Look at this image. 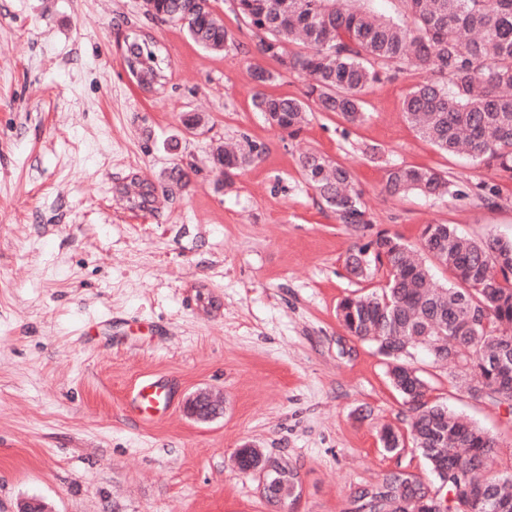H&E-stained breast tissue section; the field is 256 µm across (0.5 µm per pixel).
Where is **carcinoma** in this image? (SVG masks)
I'll use <instances>...</instances> for the list:
<instances>
[{
    "mask_svg": "<svg viewBox=\"0 0 512 512\" xmlns=\"http://www.w3.org/2000/svg\"><path fill=\"white\" fill-rule=\"evenodd\" d=\"M399 20L354 9L348 0H235L239 15L258 39L257 49L282 69L307 80L305 98L264 92L253 105L267 122L298 133L312 110L330 112L350 125L366 121L361 94L386 69L411 66L431 73L403 102V116L440 151L466 150L479 162L512 175V0H404ZM146 12L160 22H179L190 39L210 52L238 47L213 15L208 0H147ZM300 42L303 49L287 46ZM129 71L144 87L163 78L148 39L125 41ZM262 145L250 140L236 150L211 151L212 168L230 179L259 160ZM318 202L352 228L356 241L344 265L364 280L379 270L387 277L381 292L345 298L336 317L346 332L373 346L388 364L389 378L410 413L412 445L434 477L428 484L394 469L374 485L355 489L349 512H512V472L493 465L501 453L497 440L431 399L430 381L414 366V351H427L436 365L471 371L469 393L512 409V241L474 240L452 224H426L421 247L450 273L438 285L431 267L402 240L374 230L361 193L346 167L318 152L298 160ZM193 165H176L168 185L185 186ZM131 203L145 208L156 188L137 181L123 187ZM386 190L393 196L464 194L447 175L432 169L393 166ZM388 453L404 447L402 434L383 429ZM239 469L258 472L281 484V496L297 489L290 462L257 448L237 453Z\"/></svg>",
    "mask_w": 512,
    "mask_h": 512,
    "instance_id": "cac0c4a2",
    "label": "carcinoma"
}]
</instances>
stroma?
Instances as JSON below:
<instances>
[{
    "instance_id": "1",
    "label": "stroma",
    "mask_w": 512,
    "mask_h": 512,
    "mask_svg": "<svg viewBox=\"0 0 512 512\" xmlns=\"http://www.w3.org/2000/svg\"><path fill=\"white\" fill-rule=\"evenodd\" d=\"M212 5L240 50L200 48L143 0H0V512L28 499L52 512H347L388 469L432 480L414 448H382L383 425L407 431V408L382 357L336 318L386 277L348 275L352 232L316 203L298 158L349 168L376 228L414 248L433 223L512 240V180L416 133L403 101L421 69L367 89L360 125L314 112L295 136L271 126L252 104L253 59L274 75L268 93L300 98L306 82L259 57L232 0ZM137 34L165 75L150 90L124 60ZM245 137L266 151L225 185L211 149ZM177 164L197 172L152 208L124 197L131 179L157 185ZM395 164L500 199L392 196ZM414 364L434 399L496 438L494 471H511L504 409L472 397L452 365L421 350ZM145 378L173 395L151 423L126 404ZM201 389L223 395L222 417L185 414ZM245 444L296 467L293 497H262L234 462Z\"/></svg>"
}]
</instances>
